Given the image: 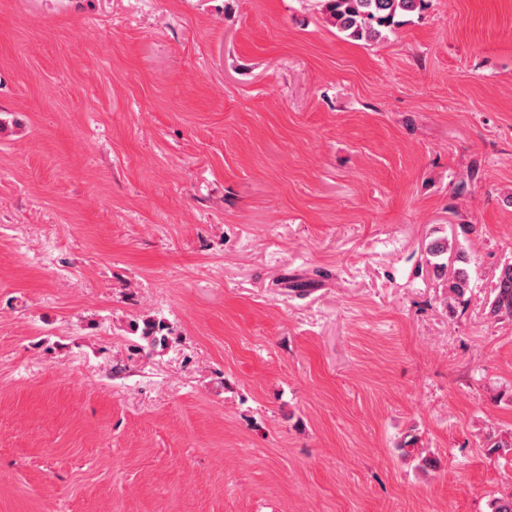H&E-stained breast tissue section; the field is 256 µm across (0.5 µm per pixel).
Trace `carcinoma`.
<instances>
[{"label": "carcinoma", "instance_id": "obj_1", "mask_svg": "<svg viewBox=\"0 0 512 512\" xmlns=\"http://www.w3.org/2000/svg\"><path fill=\"white\" fill-rule=\"evenodd\" d=\"M323 9L336 28L347 38L377 42L387 38L400 25V18L426 9L429 0H321ZM428 253L434 257L446 256L443 268L448 270V301L461 303L470 291L471 278L466 251L454 242L436 240L430 243ZM488 313L492 318H512V263L499 270ZM141 339L146 349L164 347L169 341V329L153 319L143 320Z\"/></svg>", "mask_w": 512, "mask_h": 512}]
</instances>
